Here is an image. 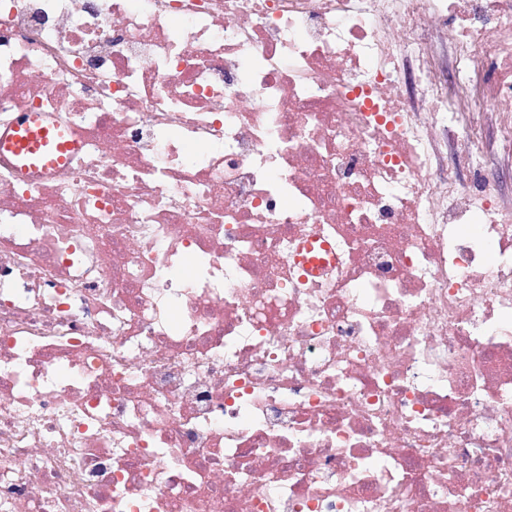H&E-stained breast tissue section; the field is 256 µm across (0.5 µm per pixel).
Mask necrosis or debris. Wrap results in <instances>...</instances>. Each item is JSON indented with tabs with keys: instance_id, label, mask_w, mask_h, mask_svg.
<instances>
[{
	"instance_id": "obj_1",
	"label": "necrosis or debris",
	"mask_w": 512,
	"mask_h": 512,
	"mask_svg": "<svg viewBox=\"0 0 512 512\" xmlns=\"http://www.w3.org/2000/svg\"><path fill=\"white\" fill-rule=\"evenodd\" d=\"M25 112L0 512H512V0H0ZM14 130L15 134L0 141V149L3 147L22 158L45 161L44 167L63 160V156L54 154V147L58 153H63L69 147L68 144L55 146L54 135L30 113L19 116Z\"/></svg>"
}]
</instances>
